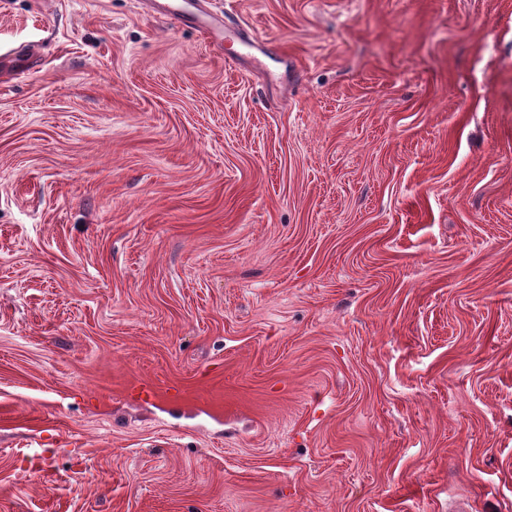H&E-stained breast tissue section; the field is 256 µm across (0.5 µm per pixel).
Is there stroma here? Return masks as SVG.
Masks as SVG:
<instances>
[{
	"mask_svg": "<svg viewBox=\"0 0 512 512\" xmlns=\"http://www.w3.org/2000/svg\"><path fill=\"white\" fill-rule=\"evenodd\" d=\"M210 3L0 0V512H512V0ZM156 1L166 2L169 0ZM158 7L162 9L164 15H172L177 21L181 23L191 22L199 28L203 29L205 32L215 35L216 38L219 37L220 21L212 17L210 14H208L200 4H198L197 7H195L197 10L195 14H187L175 8L174 3L170 2L159 4Z\"/></svg>",
	"mask_w": 512,
	"mask_h": 512,
	"instance_id": "obj_1",
	"label": "stroma"
}]
</instances>
